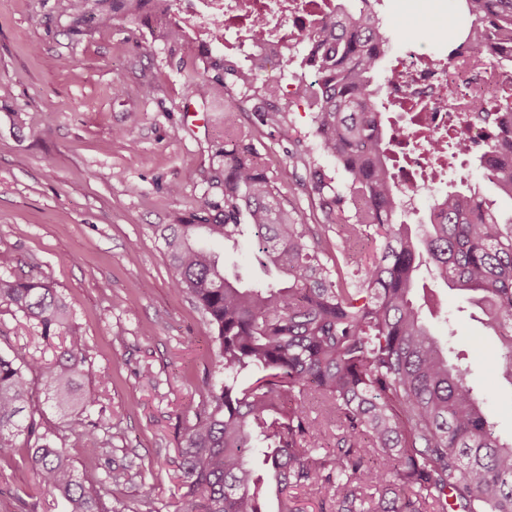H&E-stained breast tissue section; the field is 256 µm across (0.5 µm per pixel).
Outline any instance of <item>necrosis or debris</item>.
<instances>
[{
	"instance_id": "1",
	"label": "necrosis or debris",
	"mask_w": 512,
	"mask_h": 512,
	"mask_svg": "<svg viewBox=\"0 0 512 512\" xmlns=\"http://www.w3.org/2000/svg\"><path fill=\"white\" fill-rule=\"evenodd\" d=\"M338 0H179L163 19L164 29H176L196 45L208 44L211 34L225 37L229 56L250 59L254 48L253 22L264 21V39L278 50L301 46L304 36L335 11ZM383 98L396 114L395 130L412 135L422 149L421 159L401 176L406 193L435 185L448 167L445 155L426 151L433 138L454 135L471 142L488 141L492 132L471 123L464 104L489 100L492 83L476 86L463 79L449 80L444 58L415 55L398 57Z\"/></svg>"
}]
</instances>
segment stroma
Returning <instances> with one entry per match:
<instances>
[{
	"label": "stroma",
	"instance_id": "1",
	"mask_svg": "<svg viewBox=\"0 0 512 512\" xmlns=\"http://www.w3.org/2000/svg\"><path fill=\"white\" fill-rule=\"evenodd\" d=\"M112 0H0V276L51 283L67 300L86 342L79 383L93 393L103 459L90 460L82 442L40 387L37 417L99 490L109 512H174L178 449L206 395L212 331L186 294L173 288L155 225L187 220L200 209L224 208L215 176V146L224 140L227 74L209 69L222 41L173 46L141 21L99 22ZM389 50L381 63L411 49L443 56L446 38L461 28L458 0H381ZM220 79L215 96L199 98L189 73ZM254 87L273 89L295 133L312 117L299 95L310 76L264 68ZM207 113L192 131L183 107ZM256 145L270 167L291 176L301 206L311 201L288 157L285 133L254 123ZM179 186L171 194L170 186ZM442 314L430 317L438 335L454 333L470 368L468 381L492 388L488 410L497 433L512 438V386L490 380L486 366L502 350L463 298L440 289ZM12 307L0 305V354L24 351L52 359L60 337L23 329ZM125 482L113 486L112 468ZM26 448L0 460V512H64L36 494Z\"/></svg>",
	"mask_w": 512,
	"mask_h": 512
}]
</instances>
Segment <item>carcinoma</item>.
Segmentation results:
<instances>
[{
	"mask_svg": "<svg viewBox=\"0 0 512 512\" xmlns=\"http://www.w3.org/2000/svg\"><path fill=\"white\" fill-rule=\"evenodd\" d=\"M462 46H512V0H461ZM172 0H112L115 16L160 20ZM300 67L312 112L313 145L294 139L291 155L308 174L312 210L283 196L252 131L239 123L254 100L255 120L290 133L268 95L253 93L224 109V213L157 224L172 283L214 330L207 394L183 437L178 503L182 512H302L293 492L323 494L319 512H512V441L495 433L487 398L466 381L423 315L438 311L434 289L458 291L481 310L484 326L507 349L494 376L512 383V218L474 190L435 199L415 231L395 222L402 188L376 105L386 29L371 10L341 0L336 16L305 35ZM499 72L491 102L472 119L497 130L491 143L458 138L437 149L482 162L485 177L512 199V59L489 60ZM319 151L336 161L339 183L317 166ZM236 249L249 239L265 278L245 282L203 239ZM372 239L379 254L352 253ZM0 303L22 314L45 338L63 337L49 363L0 354V458L16 438L32 449L38 489L67 502L68 512H108L66 449L30 411L35 374L59 405L73 408L72 430L91 458L104 453L88 420L96 397L77 394L85 340L64 297L50 283L0 277ZM319 411L312 415L309 403Z\"/></svg>",
	"mask_w": 512,
	"mask_h": 512,
	"instance_id": "1",
	"label": "carcinoma"
}]
</instances>
